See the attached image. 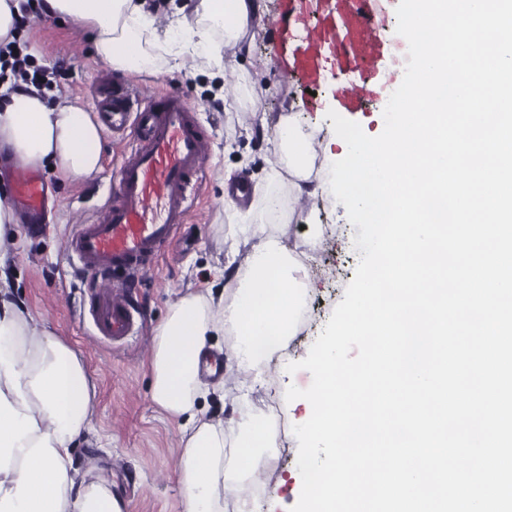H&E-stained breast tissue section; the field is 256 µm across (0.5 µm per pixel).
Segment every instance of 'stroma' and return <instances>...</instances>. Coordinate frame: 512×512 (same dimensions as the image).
I'll use <instances>...</instances> for the list:
<instances>
[{"instance_id":"stroma-1","label":"stroma","mask_w":512,"mask_h":512,"mask_svg":"<svg viewBox=\"0 0 512 512\" xmlns=\"http://www.w3.org/2000/svg\"><path fill=\"white\" fill-rule=\"evenodd\" d=\"M261 4V21L252 28L249 51L218 44L216 67L190 63L179 70L169 56L158 60L152 73L128 75L107 70L93 56L91 31L82 22H37L19 32L21 44L38 64L53 69L59 98L78 100L86 111H93L97 80L104 72L149 91L172 88L199 106L208 136L209 172L199 201L187 223L175 228L138 281L133 296L144 322L132 336L117 342L100 336L89 316L81 314L80 307L88 299L87 285L74 277L63 249L75 221L98 217L109 194L111 171L120 161V135L103 131V164L94 179L74 182L41 168L56 202L48 215V229L29 231L19 224L13 238L0 243L6 252L0 273L10 285L9 299L42 328L64 339L87 365L98 406L89 432L78 440L76 460L112 481L127 503V512H182L177 448L181 423L152 401L148 358L154 334L172 303L190 291H207L217 298L236 287V272L248 248L240 246L232 263L226 254L243 225L261 236L277 234L287 249L297 253L305 250L307 242L316 244V260L307 268L312 288L306 317L292 339L268 359L266 374L252 394L270 416L271 445L261 450L256 471L242 480L255 512H291L302 482L292 428L303 423L305 408L300 401H286L285 393L292 386L305 387L309 373L291 374L286 366L307 357L343 300L361 255L353 245L360 230L329 192L305 197L293 211L276 214L265 213L252 200L233 208L224 205L233 180L245 179L260 191L287 196V180L264 177L270 166L280 163L271 128L279 115L295 113L303 130L312 132L315 139L326 142L334 135L327 116L334 107V82H323L310 93L304 83L285 80L276 69L266 83H249L248 73L272 63L277 51L269 27L274 0H261ZM312 94L322 108L308 112L303 102ZM261 112L267 114L269 127L260 125L257 115Z\"/></svg>"}]
</instances>
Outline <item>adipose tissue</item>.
I'll list each match as a JSON object with an SVG mask.
<instances>
[{"label":"adipose tissue","instance_id":"ef3b65f1","mask_svg":"<svg viewBox=\"0 0 512 512\" xmlns=\"http://www.w3.org/2000/svg\"><path fill=\"white\" fill-rule=\"evenodd\" d=\"M32 11L94 30L93 52L110 69L143 72L152 60L143 43L214 61L210 23L241 45L261 8L259 0H198L193 15L158 27L145 0H29ZM0 144L16 157L84 180L102 169L101 127L80 104L53 100L29 87L0 98ZM310 252L285 251L276 236L251 246L238 286L220 299L190 292L169 309L150 357L152 399L170 417L186 418L180 468L183 512H254L232 473H251L269 447V418L247 395L235 415L207 416L201 400L221 390L203 382L199 361L214 338L233 337L240 385L260 381L265 363L293 335L310 284ZM96 388L86 364L66 342L39 328L0 296V512H127L106 478L80 472L76 441L96 411ZM233 450H226L227 438Z\"/></svg>","mask_w":512,"mask_h":512}]
</instances>
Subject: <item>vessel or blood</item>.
Segmentation results:
<instances>
[{
  "mask_svg": "<svg viewBox=\"0 0 512 512\" xmlns=\"http://www.w3.org/2000/svg\"><path fill=\"white\" fill-rule=\"evenodd\" d=\"M393 0H277L272 25L278 36L276 64L284 77L321 84L328 72L354 69L335 98L349 112L380 97L391 52L383 21ZM100 111L113 127H132L133 144L112 175L105 215L76 225L66 242L68 260L84 279L97 282L89 314L103 335L120 340L136 325L127 284L110 282L120 270L135 275L186 223L208 173V141L199 108L173 91L140 94L116 87ZM16 195L23 222L39 225L46 204L40 176L15 165Z\"/></svg>",
  "mask_w": 512,
  "mask_h": 512,
  "instance_id": "1",
  "label": "vessel or blood"
}]
</instances>
